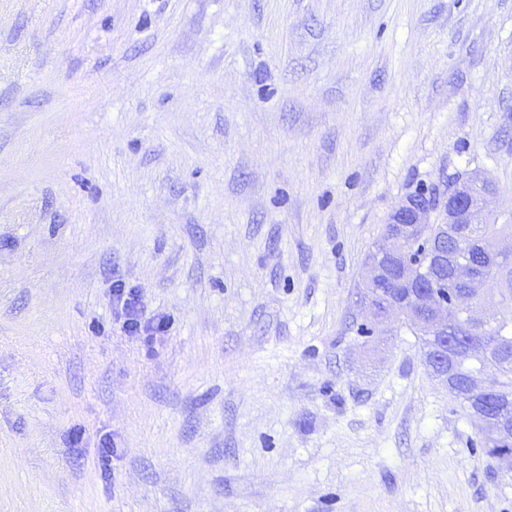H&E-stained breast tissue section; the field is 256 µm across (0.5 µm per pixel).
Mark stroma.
Segmentation results:
<instances>
[{"instance_id":"obj_1","label":"stroma","mask_w":512,"mask_h":512,"mask_svg":"<svg viewBox=\"0 0 512 512\" xmlns=\"http://www.w3.org/2000/svg\"><path fill=\"white\" fill-rule=\"evenodd\" d=\"M463 170L512 212V0H0V512H512L355 297ZM113 294L116 297L118 303L122 304V309L125 311L126 319L124 321V328L129 334H137L141 332H160L164 327L163 321H159L155 326L151 323H147L142 326L138 319L137 298L132 290L125 292V288H114Z\"/></svg>"}]
</instances>
